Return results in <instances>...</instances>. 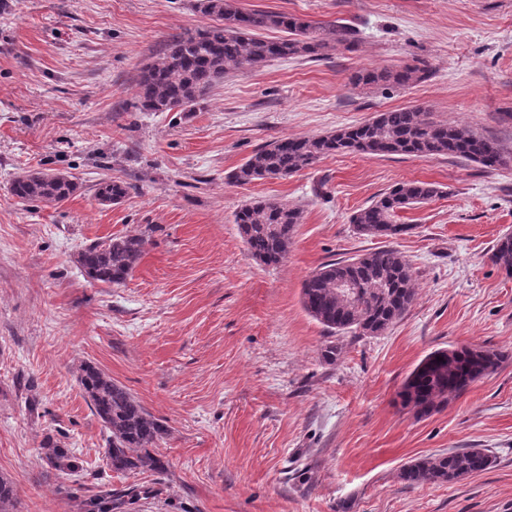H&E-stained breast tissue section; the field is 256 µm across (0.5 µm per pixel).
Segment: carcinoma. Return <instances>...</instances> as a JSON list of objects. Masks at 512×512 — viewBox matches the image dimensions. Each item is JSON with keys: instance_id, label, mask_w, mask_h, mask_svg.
Instances as JSON below:
<instances>
[{"instance_id": "obj_1", "label": "carcinoma", "mask_w": 512, "mask_h": 512, "mask_svg": "<svg viewBox=\"0 0 512 512\" xmlns=\"http://www.w3.org/2000/svg\"><path fill=\"white\" fill-rule=\"evenodd\" d=\"M197 9L219 20L216 25L175 35L162 56L147 63L139 76L136 107L142 112H191L224 74L244 67L256 68L278 58H320L346 41V33H326L312 21L273 11H242L236 0H197ZM279 29L288 37L269 40L258 31ZM427 70L406 66L396 71L359 70L351 76L355 86L393 82L415 84ZM349 152L368 155H448L487 169L507 165L509 158L493 140L463 125L438 123L420 109L379 112L371 120L319 137L272 142L235 169L229 179L237 184L279 179L312 166L321 157ZM79 190L74 176L54 169H34L16 176L11 194L23 203L54 206ZM128 186L110 178L97 184L96 198L115 205L127 196ZM438 194L425 183L393 186L351 217L358 234L393 237L405 231L393 223L403 208L424 204ZM251 254L266 265H278L288 256L300 213L286 203L256 199L242 205L235 216ZM146 239L138 234L110 236L79 253L77 262L86 275L111 285L125 283L140 262ZM492 261L512 275V235L500 238ZM349 281L357 297L347 300L339 283ZM415 299L410 266L394 248L355 258L325 263L304 281L302 303L307 313L328 331L377 335L396 322ZM505 355L481 346L439 349L425 356L406 377L401 402L421 416L437 411L451 396H459L475 380L494 372ZM78 382L92 410L108 432L107 465L114 472H160L164 461L155 453L163 425L150 415L122 385L97 367L86 364ZM46 461L60 469L73 468L65 451L51 440L43 443ZM495 462L486 448H463L448 454L418 459L401 470L410 484L450 483L489 469ZM17 499L12 483L0 478V512ZM125 500L101 490L81 503L82 512H122Z\"/></svg>"}]
</instances>
